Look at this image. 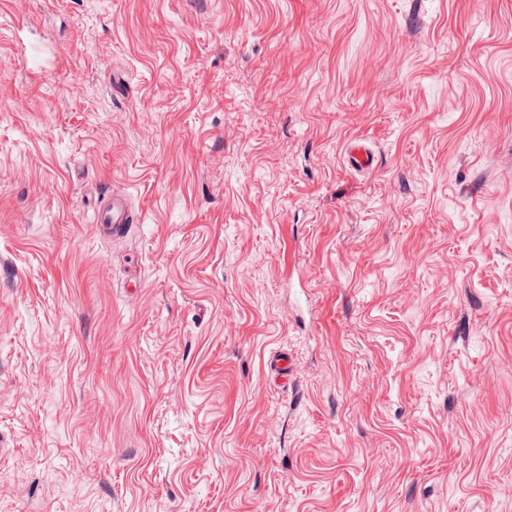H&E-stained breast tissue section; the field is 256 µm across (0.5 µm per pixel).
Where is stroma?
<instances>
[{"label":"stroma","mask_w":512,"mask_h":512,"mask_svg":"<svg viewBox=\"0 0 512 512\" xmlns=\"http://www.w3.org/2000/svg\"><path fill=\"white\" fill-rule=\"evenodd\" d=\"M0 512H512V0H0ZM374 155L361 141L353 143L347 152V164L355 171H368L372 168ZM98 223L112 227V234H124L128 225L133 223L125 199L112 196V201L100 210Z\"/></svg>","instance_id":"1"}]
</instances>
